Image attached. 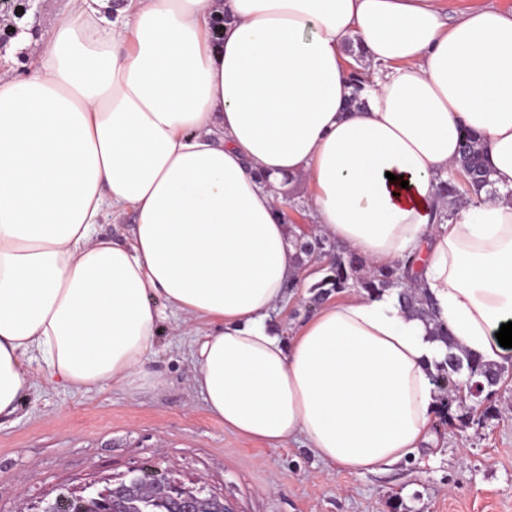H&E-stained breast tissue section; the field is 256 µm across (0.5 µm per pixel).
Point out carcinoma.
Returning <instances> with one entry per match:
<instances>
[{
	"instance_id": "cac0c4a2",
	"label": "carcinoma",
	"mask_w": 512,
	"mask_h": 512,
	"mask_svg": "<svg viewBox=\"0 0 512 512\" xmlns=\"http://www.w3.org/2000/svg\"><path fill=\"white\" fill-rule=\"evenodd\" d=\"M490 185V172L484 164L479 140L468 134L464 138L455 171L450 173L448 179L440 181L439 193L451 202L463 191L477 192ZM297 247L303 255V261L318 265L319 272L323 273L322 278L311 285L317 300L333 292L343 293L350 288H360L369 294L386 288H398L402 286L404 278L409 275L416 263V259L407 258L395 265L366 272L361 260L335 249L324 237H301L297 239ZM400 296L404 307L410 313L421 318L431 316L432 304L425 295L418 292L409 295L403 290ZM437 336L448 345V356L433 375L437 387L444 394V407L439 416L444 423L457 420L461 426L466 427L470 424V416L456 415L452 411L454 406H464L463 391L473 386L483 388L484 401L490 408L506 370L468 354L459 347L455 338L442 328L437 330ZM132 507L144 509L146 512H171L172 503L166 498L157 497L150 500H135Z\"/></svg>"
}]
</instances>
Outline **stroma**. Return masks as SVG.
Returning a JSON list of instances; mask_svg holds the SVG:
<instances>
[{
  "label": "stroma",
  "mask_w": 512,
  "mask_h": 512,
  "mask_svg": "<svg viewBox=\"0 0 512 512\" xmlns=\"http://www.w3.org/2000/svg\"><path fill=\"white\" fill-rule=\"evenodd\" d=\"M69 0H35L28 37L0 48V72L25 74L46 49L50 19ZM189 339L159 325L147 369L159 387L75 392L33 367L35 387L0 416V512H34L62 489L103 487L130 471L202 479L231 512H512V376L480 426L432 424L416 457L353 475L298 442H248L191 387Z\"/></svg>",
  "instance_id": "obj_1"
}]
</instances>
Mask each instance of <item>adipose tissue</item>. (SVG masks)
<instances>
[{
    "mask_svg": "<svg viewBox=\"0 0 512 512\" xmlns=\"http://www.w3.org/2000/svg\"><path fill=\"white\" fill-rule=\"evenodd\" d=\"M70 2L34 67L0 74V415L33 387L34 363L74 391L134 386L170 315L192 337L191 385L225 427L360 474L429 442L448 353L435 327L512 367L496 338L512 321V14L476 7L450 23L442 0ZM469 133L499 196L451 207L438 186ZM299 178L316 234L366 268L417 256L407 284L432 299L431 320L395 288L285 319L308 270L279 189ZM129 210L128 239L97 233Z\"/></svg>",
    "mask_w": 512,
    "mask_h": 512,
    "instance_id": "1",
    "label": "adipose tissue"
}]
</instances>
